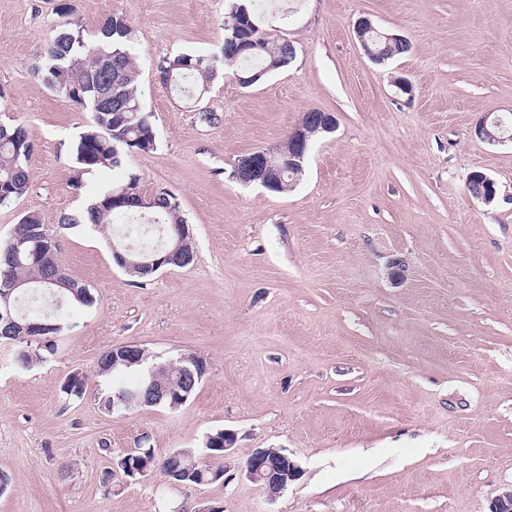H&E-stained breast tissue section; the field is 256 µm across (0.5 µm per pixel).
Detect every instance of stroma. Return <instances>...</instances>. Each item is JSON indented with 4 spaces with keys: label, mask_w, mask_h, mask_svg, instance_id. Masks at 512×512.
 Masks as SVG:
<instances>
[{
    "label": "stroma",
    "mask_w": 512,
    "mask_h": 512,
    "mask_svg": "<svg viewBox=\"0 0 512 512\" xmlns=\"http://www.w3.org/2000/svg\"><path fill=\"white\" fill-rule=\"evenodd\" d=\"M115 12L136 31L158 147L83 175L76 192L89 114L33 68L66 23L90 36ZM362 16L410 51L373 63L354 31ZM223 25L224 0H0V121L34 144L28 192L0 206V242L41 214L68 275L98 299L64 311L43 363L21 368L0 342V512H196L203 500L223 512H490L512 487V144L474 130L512 115V0H301L277 26L296 59L264 81L243 88L225 70L196 107L155 81L162 58L217 50ZM310 110L337 128L311 144L298 185L232 180ZM474 171L495 181L493 205L470 194ZM123 172L143 196L176 195L193 264L136 279L112 257L111 227L59 224ZM129 343L194 354L208 373L179 409L107 412L97 361ZM77 372L88 386L71 400L61 386ZM217 429L236 434L230 457L198 463L222 481L104 488L113 456L160 458ZM260 448L300 468L273 499L245 475Z\"/></svg>",
    "instance_id": "stroma-1"
}]
</instances>
